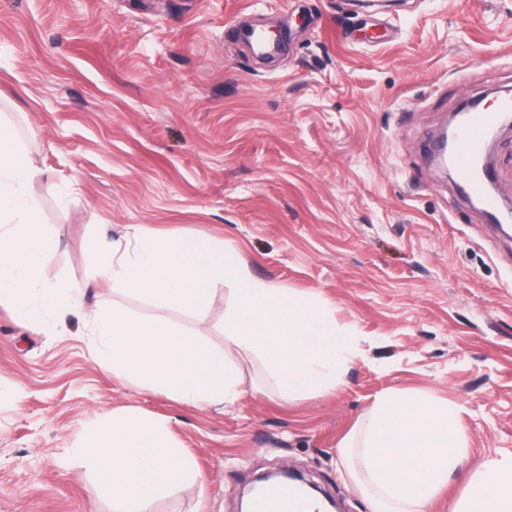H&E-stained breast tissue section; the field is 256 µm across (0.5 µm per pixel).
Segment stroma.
I'll use <instances>...</instances> for the list:
<instances>
[{"mask_svg": "<svg viewBox=\"0 0 512 512\" xmlns=\"http://www.w3.org/2000/svg\"><path fill=\"white\" fill-rule=\"evenodd\" d=\"M258 22L288 29L273 62L239 36ZM501 94L512 0H0V121L32 152L47 275L82 290L37 332L0 305V512H112L75 447L126 410L165 420L202 475L147 512H240L283 467L369 512L341 441L388 389L461 407L464 470L430 508L453 512L467 472L512 454V237L422 146L465 98ZM131 224L209 233L252 276L331 303L358 336L342 383L290 398L225 348L244 393L215 410L97 368L100 304L225 347L227 286L182 311L92 278L93 245Z\"/></svg>", "mask_w": 512, "mask_h": 512, "instance_id": "stroma-1", "label": "stroma"}]
</instances>
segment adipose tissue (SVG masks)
<instances>
[{"label":"adipose tissue","mask_w":512,"mask_h":512,"mask_svg":"<svg viewBox=\"0 0 512 512\" xmlns=\"http://www.w3.org/2000/svg\"><path fill=\"white\" fill-rule=\"evenodd\" d=\"M34 175L29 150L0 123V302L16 322L37 328L61 306L77 305L80 290L46 277L52 252L28 191ZM77 451L93 466L99 492L115 512H142L171 486L199 477L167 422L138 411L90 420ZM455 512H512V456L487 460L471 473Z\"/></svg>","instance_id":"adipose-tissue-1"}]
</instances>
